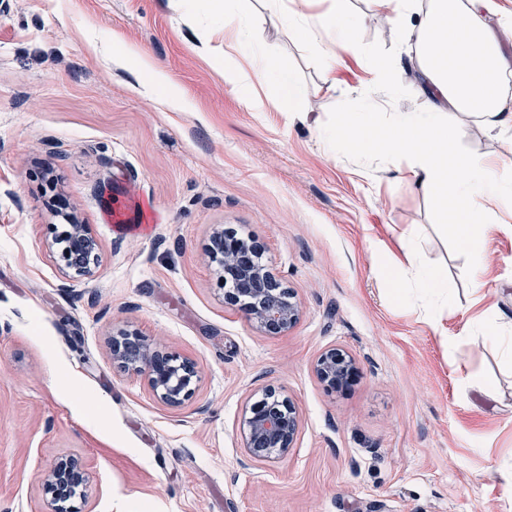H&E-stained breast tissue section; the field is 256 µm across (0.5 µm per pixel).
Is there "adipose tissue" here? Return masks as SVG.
<instances>
[{
    "instance_id": "ef3b65f1",
    "label": "adipose tissue",
    "mask_w": 512,
    "mask_h": 512,
    "mask_svg": "<svg viewBox=\"0 0 512 512\" xmlns=\"http://www.w3.org/2000/svg\"><path fill=\"white\" fill-rule=\"evenodd\" d=\"M374 16L389 25H411L420 90L433 103L425 112L397 113L379 120L376 113H358L341 122L337 143H351L368 153L385 149L410 160L415 185L429 194L440 220H451L459 246L481 263L486 245L497 231L492 208L512 204V186L500 177L512 168V146L488 157L461 151L468 122L489 132H512V98L501 80L512 71V59L500 49L493 24L496 0H369ZM345 0H331L319 25L326 33L314 42L327 71H334L341 52L364 54L351 26L342 21Z\"/></svg>"
}]
</instances>
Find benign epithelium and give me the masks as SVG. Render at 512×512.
Masks as SVG:
<instances>
[{
	"label": "benign epithelium",
	"instance_id": "1",
	"mask_svg": "<svg viewBox=\"0 0 512 512\" xmlns=\"http://www.w3.org/2000/svg\"><path fill=\"white\" fill-rule=\"evenodd\" d=\"M46 239L58 261L75 277H87L99 267L98 243L89 225L73 216L68 223L46 225ZM264 249L258 241L247 243L231 231L217 229L211 237L210 259L216 264L224 302L237 306L266 335H281L298 322L300 307L288 289L261 262ZM112 361L123 370L144 377L153 395L163 404L178 407L189 400L199 379L196 364L188 357L165 351L147 341L135 329L119 328L107 339ZM319 380L331 391H341L358 376L355 363L341 350L323 353L316 363ZM298 431V416L288 398L273 387L246 405L242 419V439L246 457L252 461L288 456ZM90 476L76 456L59 459L44 473L42 491L49 512H79L75 499L87 496Z\"/></svg>",
	"mask_w": 512,
	"mask_h": 512
}]
</instances>
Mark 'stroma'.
<instances>
[{
  "instance_id": "obj_1",
  "label": "stroma",
  "mask_w": 512,
  "mask_h": 512,
  "mask_svg": "<svg viewBox=\"0 0 512 512\" xmlns=\"http://www.w3.org/2000/svg\"><path fill=\"white\" fill-rule=\"evenodd\" d=\"M345 6L393 85L348 53L325 83L315 2L288 30L264 0H0V512H47L41 475L69 455L91 476L81 512H512V364L496 342L512 329V229L475 267L403 159L330 145L340 114L430 107L410 29ZM255 23L295 108L224 47L225 26ZM57 211L89 224L95 276L68 277L47 249ZM413 225L448 281L435 310L400 305L387 276ZM219 227L264 244L301 307L288 333L225 304L207 252ZM126 326L195 362L190 400L167 406L113 363L105 337ZM332 348L360 370L343 392L314 370ZM268 386L299 431L286 458L251 463L240 423Z\"/></svg>"
}]
</instances>
